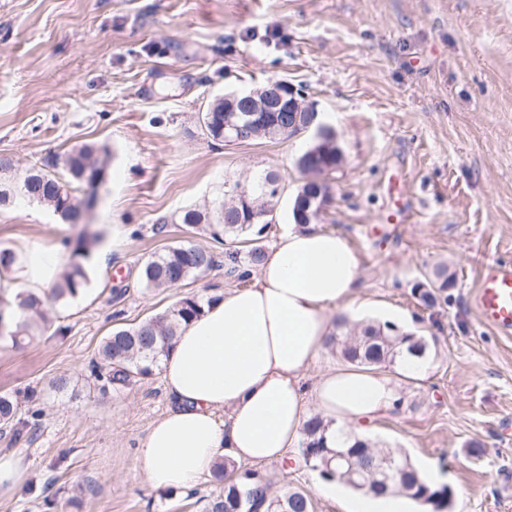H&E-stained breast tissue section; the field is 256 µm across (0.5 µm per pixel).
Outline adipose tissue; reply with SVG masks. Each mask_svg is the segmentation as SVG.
I'll list each match as a JSON object with an SVG mask.
<instances>
[{
  "label": "adipose tissue",
  "instance_id": "1",
  "mask_svg": "<svg viewBox=\"0 0 512 512\" xmlns=\"http://www.w3.org/2000/svg\"><path fill=\"white\" fill-rule=\"evenodd\" d=\"M62 260L35 245L0 268V293H44ZM359 258L344 233L315 224L283 229L247 287L224 293L183 327L160 363L165 413L138 441L148 482L184 493L219 462L280 463L319 416L328 446L365 438L399 406L387 373L321 366L337 316L361 308Z\"/></svg>",
  "mask_w": 512,
  "mask_h": 512
}]
</instances>
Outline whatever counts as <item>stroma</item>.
<instances>
[{
  "mask_svg": "<svg viewBox=\"0 0 512 512\" xmlns=\"http://www.w3.org/2000/svg\"><path fill=\"white\" fill-rule=\"evenodd\" d=\"M270 78L304 89L336 132L343 163L321 225L357 251L363 301L409 318L429 345L426 373L400 379L404 402L370 443L440 472L453 512H512V334L484 326L471 301L483 265L512 260V0H0V157L22 171L85 142L110 149L85 222L102 234L87 291L45 300L50 322L22 347L0 340V392L23 397L0 453L29 464L0 512H46L48 497L55 512H201L219 492L210 477L193 496L153 488L136 444L167 407L160 376L102 392L92 369L113 325L236 288L208 227L179 222L213 207L227 179L280 173L263 240L275 243L311 134L215 142L198 121L211 95ZM394 199L404 223L384 221ZM83 226L37 203L0 209V247L47 244L68 264ZM187 242L215 265L145 288L143 264ZM440 263L454 285L426 310L412 288ZM262 471L301 487L315 512H340L304 464Z\"/></svg>",
  "mask_w": 512,
  "mask_h": 512,
  "instance_id": "stroma-1",
  "label": "stroma"
}]
</instances>
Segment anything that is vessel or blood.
I'll list each match as a JSON object with an SVG mask.
<instances>
[{
  "mask_svg": "<svg viewBox=\"0 0 512 512\" xmlns=\"http://www.w3.org/2000/svg\"><path fill=\"white\" fill-rule=\"evenodd\" d=\"M472 302L485 325L512 334V262L486 264Z\"/></svg>",
  "mask_w": 512,
  "mask_h": 512,
  "instance_id": "1",
  "label": "vessel or blood"
}]
</instances>
